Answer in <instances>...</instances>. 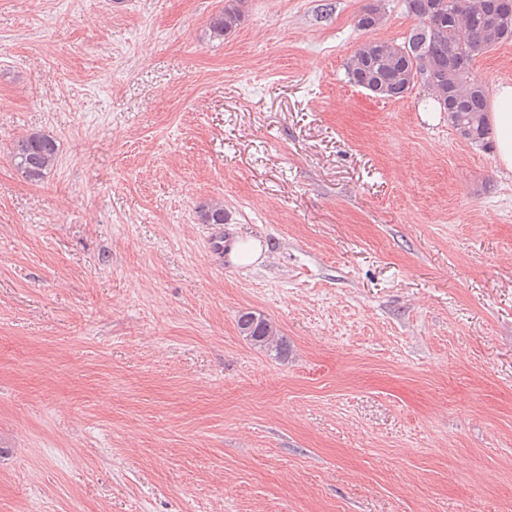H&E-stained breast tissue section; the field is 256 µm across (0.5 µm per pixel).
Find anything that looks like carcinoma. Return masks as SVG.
Masks as SVG:
<instances>
[{"instance_id": "obj_1", "label": "carcinoma", "mask_w": 512, "mask_h": 512, "mask_svg": "<svg viewBox=\"0 0 512 512\" xmlns=\"http://www.w3.org/2000/svg\"><path fill=\"white\" fill-rule=\"evenodd\" d=\"M406 13L414 18L432 13L436 30L433 43L412 55L393 56L388 41H375V51L366 46L358 47L348 66L351 83L361 86L380 82L387 86L383 97L401 99L415 86L406 81L412 75L421 78L420 85L441 112L448 114V124L467 142L485 147L490 143L492 131L487 125L488 88L470 79L476 56L504 42L512 40V29L500 33L495 39L481 33L476 22L462 20V12L448 6V0H404ZM242 18V0H226L224 11L210 21L213 37L222 38L236 29ZM468 48L466 58H461L459 47ZM57 139L46 133H30L21 137L10 151L15 168L28 181L39 183L58 162ZM198 218L203 224H222L226 219L224 204L210 202L198 206ZM239 333L251 345L284 355L287 343L268 318L253 312L238 316Z\"/></svg>"}]
</instances>
